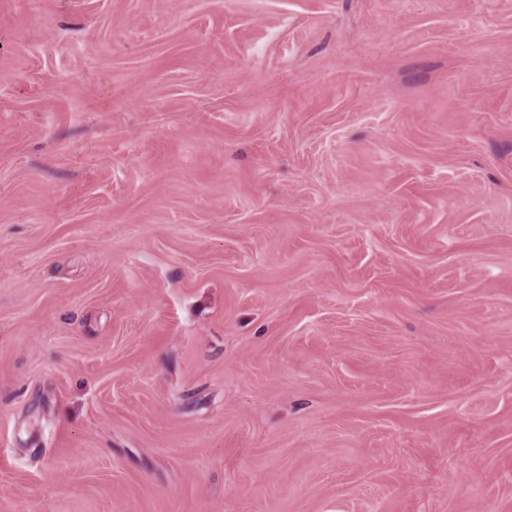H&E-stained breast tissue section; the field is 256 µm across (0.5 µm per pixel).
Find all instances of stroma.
Wrapping results in <instances>:
<instances>
[{
    "instance_id": "stroma-1",
    "label": "stroma",
    "mask_w": 512,
    "mask_h": 512,
    "mask_svg": "<svg viewBox=\"0 0 512 512\" xmlns=\"http://www.w3.org/2000/svg\"><path fill=\"white\" fill-rule=\"evenodd\" d=\"M0 512H512V0H0Z\"/></svg>"
}]
</instances>
